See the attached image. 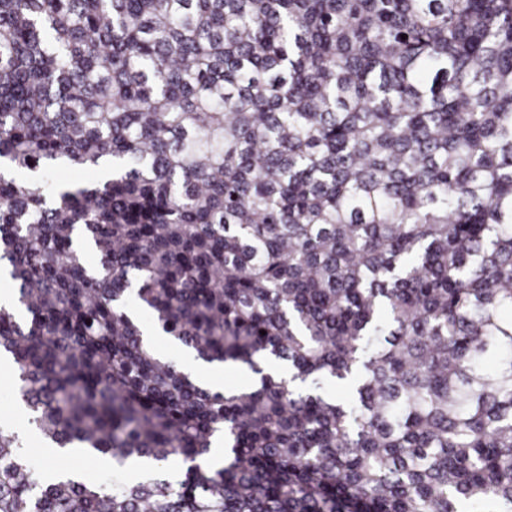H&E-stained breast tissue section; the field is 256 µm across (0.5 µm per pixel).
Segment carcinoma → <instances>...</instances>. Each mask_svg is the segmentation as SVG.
<instances>
[{
  "label": "carcinoma",
  "instance_id": "1",
  "mask_svg": "<svg viewBox=\"0 0 512 512\" xmlns=\"http://www.w3.org/2000/svg\"><path fill=\"white\" fill-rule=\"evenodd\" d=\"M1 276L42 439L161 468L0 427V512H512V0H0ZM106 461L111 460L103 458L88 459L83 457V459L78 461L76 465L78 467L79 473L82 474L86 480L91 482L99 483L96 480L99 476L105 477L110 474L113 476L114 473H120L125 478L123 472L116 469L115 467H112V461L109 465L105 464Z\"/></svg>",
  "mask_w": 512,
  "mask_h": 512
}]
</instances>
